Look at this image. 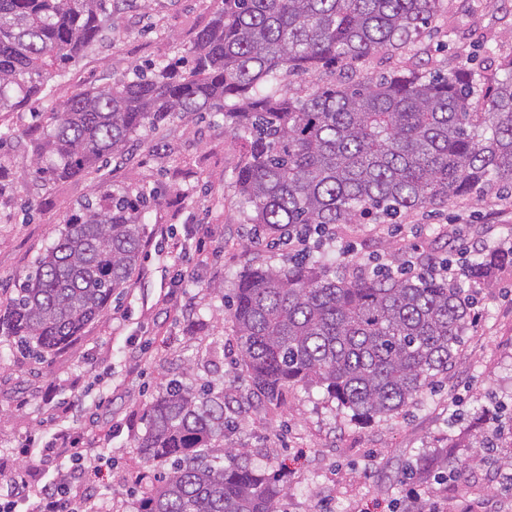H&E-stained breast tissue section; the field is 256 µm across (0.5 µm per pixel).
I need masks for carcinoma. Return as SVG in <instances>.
I'll return each instance as SVG.
<instances>
[{"label": "carcinoma", "instance_id": "carcinoma-1", "mask_svg": "<svg viewBox=\"0 0 512 512\" xmlns=\"http://www.w3.org/2000/svg\"><path fill=\"white\" fill-rule=\"evenodd\" d=\"M125 0H0V160L20 137L4 114L52 102L50 82L104 43ZM441 0H223L188 55L131 67V76L50 107L32 140L33 180L47 187L98 174L144 129L219 113L242 153L235 185L261 240L314 228L397 224L491 184L512 191V60L485 79L414 63L355 80L336 76L381 51L420 42ZM328 73L314 90L281 83ZM146 198L85 203L0 300V337L38 362L81 335L132 287ZM348 273L294 254L250 266L232 288L230 318L246 375L268 403L316 384L356 419L387 418L415 402L462 353L472 301L429 269ZM512 269V247L474 258L469 280ZM136 447L170 470L138 512H284L283 488L240 453L228 462L224 396L170 381L144 409ZM466 461L441 448L418 458L419 482L448 479Z\"/></svg>", "mask_w": 512, "mask_h": 512}]
</instances>
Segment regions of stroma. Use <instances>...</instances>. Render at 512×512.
Masks as SVG:
<instances>
[{
  "label": "stroma",
  "mask_w": 512,
  "mask_h": 512,
  "mask_svg": "<svg viewBox=\"0 0 512 512\" xmlns=\"http://www.w3.org/2000/svg\"><path fill=\"white\" fill-rule=\"evenodd\" d=\"M216 8V0H134L113 16L111 38L53 81L54 103L117 81L132 65L184 55ZM422 46L420 59L429 66L498 72L512 59V0H443ZM240 150L223 118L178 117L165 133L139 131L123 160L110 162L101 177L45 189L32 179L27 140L16 143L8 167L0 169L8 185L0 193V293L28 272L83 199L107 189L141 192L150 207L133 287L82 336L43 363L11 353L0 338V487L21 475L50 480L53 464L21 450L31 437L66 425L90 444L111 434V463L87 464L98 472V512H135L138 474L168 469L145 462L134 446L145 431L144 408L177 379L207 382L223 394L232 422L225 445L247 449L253 466L278 475L286 512H399L410 493L431 496L442 512L486 501L512 512V492L504 490L501 471L483 463V448L456 449L469 465L448 484L395 480L422 453L470 438L480 412L512 414V271L486 286L461 279L476 315L462 354L398 414L352 421L350 411L337 409L315 385L290 388L277 406L260 402L238 362L226 299L247 267L282 265L289 249L253 243L254 227L233 180ZM190 227L205 239L208 259L191 250L182 265H173L167 254ZM435 240L452 248L512 240V195L491 186L399 224H350L335 232L336 244L354 246L352 262L370 267ZM183 270L189 276L182 280ZM177 280L182 288H174ZM170 292L177 295L171 302ZM50 383L55 391L48 404L43 393Z\"/></svg>",
  "instance_id": "stroma-1"
}]
</instances>
